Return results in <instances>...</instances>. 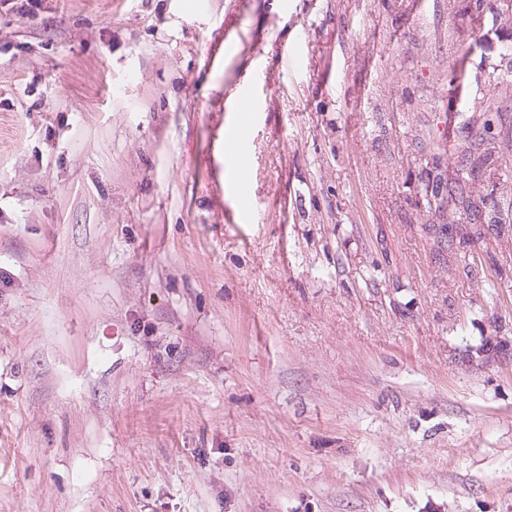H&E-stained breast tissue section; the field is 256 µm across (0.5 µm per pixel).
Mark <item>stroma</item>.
<instances>
[{"label": "stroma", "mask_w": 512, "mask_h": 512, "mask_svg": "<svg viewBox=\"0 0 512 512\" xmlns=\"http://www.w3.org/2000/svg\"><path fill=\"white\" fill-rule=\"evenodd\" d=\"M28 2L0 0V512H512V226L439 250L467 226L426 195L512 96L500 0L478 32L468 0ZM470 189L511 199L512 153ZM224 150L233 159L234 168L238 174L245 175L250 169V156L247 148L236 142V137L224 139Z\"/></svg>", "instance_id": "1"}]
</instances>
